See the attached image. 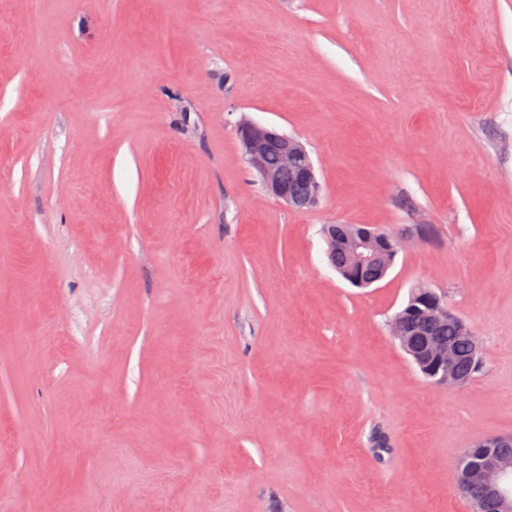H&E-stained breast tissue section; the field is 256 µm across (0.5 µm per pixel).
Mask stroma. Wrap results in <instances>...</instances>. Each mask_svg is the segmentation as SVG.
<instances>
[{"mask_svg":"<svg viewBox=\"0 0 512 512\" xmlns=\"http://www.w3.org/2000/svg\"><path fill=\"white\" fill-rule=\"evenodd\" d=\"M326 224L434 234L356 288ZM420 284L464 389L388 332ZM510 433L512 0H0V512H469ZM237 134L248 165L257 173L269 195L297 210L317 204L321 185L315 166L300 141L275 128L248 120L239 124ZM271 154H276L281 166L290 171L282 169L279 172L270 167L268 158ZM411 297V296H410ZM409 300L406 306L409 305ZM406 314L412 316V323L417 324L419 320L429 318L433 321L455 320L463 335L468 336L472 343L473 361L477 367L484 362V342L477 336L467 321L448 306V299L444 292L435 288H420L411 298L410 305L405 309ZM404 318L397 315L390 323V334L398 341L404 352L411 358L426 379L431 382L445 384L448 387L463 389L469 380L461 377L459 373L467 378H472L475 370L471 365V345L467 337L459 336L453 322L439 324H427L428 336L438 338L453 345L455 360L452 349L435 339L428 340L421 348L416 349L403 336L402 327ZM512 443V435H494L471 445L457 468L458 489L471 504V512H512V459L499 448Z\"/></svg>","mask_w":512,"mask_h":512,"instance_id":"1","label":"stroma"}]
</instances>
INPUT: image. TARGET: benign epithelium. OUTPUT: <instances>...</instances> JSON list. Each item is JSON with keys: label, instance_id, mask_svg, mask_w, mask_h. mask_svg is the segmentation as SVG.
Here are the masks:
<instances>
[{"label": "benign epithelium", "instance_id": "obj_1", "mask_svg": "<svg viewBox=\"0 0 512 512\" xmlns=\"http://www.w3.org/2000/svg\"><path fill=\"white\" fill-rule=\"evenodd\" d=\"M237 134L244 157L259 176L266 192L289 207L304 210L314 207L319 199L321 185L315 166L297 139L259 123L245 120L239 124ZM278 156L281 166L293 174V182L282 180L279 170L268 165L270 155ZM329 246L340 245L352 257L351 269L346 280L360 281L359 271L366 264L391 268L405 241L415 235L428 241L421 229L391 233L363 224L343 227L327 224L323 228ZM405 313L412 316V323L429 318L433 321L455 320L463 335L470 338L473 361L476 366L484 362V342L475 334L467 321L448 306L444 292L435 288H421L411 298ZM404 318L397 315L390 323L391 336L398 341L426 379L463 389L468 379L461 377L456 368L452 349L435 339L428 340L416 349L403 336ZM512 443V435H494L471 445L457 468L458 489L471 504V512H512V459L503 456L500 448Z\"/></svg>", "mask_w": 512, "mask_h": 512}]
</instances>
